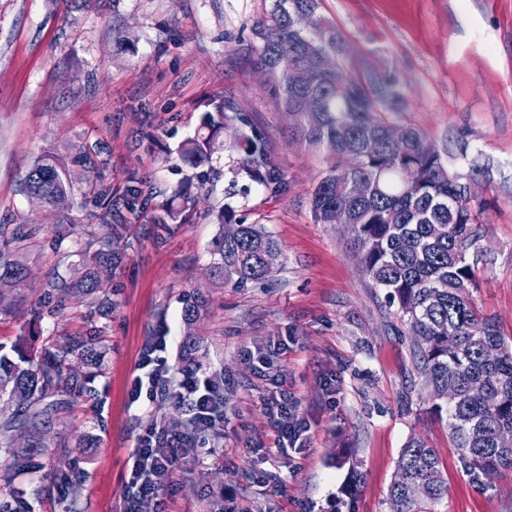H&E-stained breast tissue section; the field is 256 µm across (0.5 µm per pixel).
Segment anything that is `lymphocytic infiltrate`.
Masks as SVG:
<instances>
[{"instance_id": "1", "label": "lymphocytic infiltrate", "mask_w": 512, "mask_h": 512, "mask_svg": "<svg viewBox=\"0 0 512 512\" xmlns=\"http://www.w3.org/2000/svg\"><path fill=\"white\" fill-rule=\"evenodd\" d=\"M166 334L153 336L143 350L138 369L146 378H134L130 396L139 400L143 384L171 389L173 396L188 407L190 417L184 430L172 432L158 421L151 423L138 436L132 452L128 483L132 494L126 512H165L164 496L171 487L177 465L194 457L202 440H211V452L224 450V398L218 395L214 381L198 371L169 364L165 351ZM267 411L283 450L305 454L309 447L308 426L297 412L293 398L281 393L267 401Z\"/></svg>"}]
</instances>
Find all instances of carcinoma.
Listing matches in <instances>:
<instances>
[{"label": "carcinoma", "instance_id": "1", "mask_svg": "<svg viewBox=\"0 0 512 512\" xmlns=\"http://www.w3.org/2000/svg\"><path fill=\"white\" fill-rule=\"evenodd\" d=\"M320 6L321 0H270L251 26L247 65L272 73L268 91L291 116L292 135L327 163L311 193L314 222L336 224L339 213L347 215L364 270L408 327L411 358L429 392L431 413L446 419L469 472L512 471V344L473 297L484 203L462 195L461 175L442 174V152L418 129L407 127L400 143L389 138L391 116L405 110L399 77L388 67L353 75L344 36L319 13ZM298 10L312 16L309 29L295 27ZM231 126L236 172L272 195L286 194L288 179L266 131L229 99L206 113L183 144L182 160L193 167L207 162ZM344 153L355 156V176L368 183L362 198L336 181ZM24 189L46 204H61L73 191L67 164L56 157L37 160ZM220 224H235L239 232L215 239L213 277L235 288L265 280L273 268L264 256L280 254L277 240L228 209ZM434 224L445 226L442 236L432 234ZM38 232L32 224H0V282L15 290L23 285ZM92 237L83 251L88 263L68 280H47L44 292L81 296L105 312L112 305L111 285L99 269L112 259V224L102 221ZM450 322L455 336L448 335ZM71 357L86 367L101 365V352L83 339L69 338L37 355L21 336L8 352L0 345V406L13 411L11 420H0V471L27 469L42 449L62 439L59 426L69 400L84 392ZM447 491L436 450L423 437L410 438L388 489L390 509L426 512Z\"/></svg>", "mask_w": 512, "mask_h": 512}]
</instances>
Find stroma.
I'll use <instances>...</instances> for the list:
<instances>
[{
	"label": "stroma",
	"instance_id": "stroma-1",
	"mask_svg": "<svg viewBox=\"0 0 512 512\" xmlns=\"http://www.w3.org/2000/svg\"><path fill=\"white\" fill-rule=\"evenodd\" d=\"M269 0H0V224L39 227L21 292L0 314V342L95 339L104 353L88 396L65 416L69 447L35 468L0 474L13 512H124L132 450L152 417L182 429L186 406L165 392L131 400L142 347L158 331L166 357L195 358L224 385L223 454L199 447L172 478L166 512H390L388 488L410 436L436 448L447 495L432 512H512V471L469 473L412 367L407 326L366 276L350 225L315 223L310 192L323 159L288 136L264 76L242 56ZM355 72L399 75L404 122L447 149L449 170L485 204L484 252L473 294L512 340V0H322ZM235 100L272 140L288 191L235 189L230 152L193 167L182 143L208 101ZM47 155L65 159L74 191L64 209L28 197L23 178ZM141 195L131 199L129 188ZM281 245L266 281L212 279L224 208ZM174 221H165L167 209ZM112 225V308L71 297L43 313L45 281L82 256L64 221ZM206 312L187 327L190 295ZM273 359L259 376L251 356ZM285 390L310 425V450L283 451L265 400ZM260 470L262 482L250 478Z\"/></svg>",
	"mask_w": 512,
	"mask_h": 512
}]
</instances>
